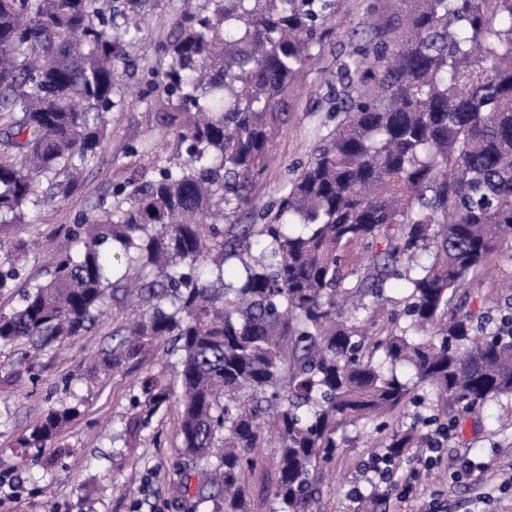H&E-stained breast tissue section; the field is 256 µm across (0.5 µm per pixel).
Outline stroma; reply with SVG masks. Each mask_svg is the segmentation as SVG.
<instances>
[{
	"label": "stroma",
	"instance_id": "1",
	"mask_svg": "<svg viewBox=\"0 0 512 512\" xmlns=\"http://www.w3.org/2000/svg\"><path fill=\"white\" fill-rule=\"evenodd\" d=\"M185 0H155L144 23L141 40L130 55L136 67L118 75L121 86L141 82L142 71L158 59L157 45L171 31ZM364 0H340L341 22L326 41L320 56L294 98V110L275 148V158L252 192L251 208L259 213L277 197L294 163L306 160L319 133L330 127L329 83L351 48V32L365 19ZM109 155L123 157L128 146L158 147L159 132L146 100L133 98L112 113ZM113 179L110 165L90 168L80 190L63 202L46 204L49 221L22 224L16 233L26 239L50 241V249L31 254L30 279L45 280L54 249L66 246L62 227L77 212L91 211ZM512 279V248L494 256L489 275L467 284L469 310L480 314L503 304V281ZM112 346V322L103 320L67 346L51 347L36 359L34 373L12 375L9 364L20 348L0 350V512H130L132 499L143 500L141 512L168 496L170 472L178 454L177 412L168 409L153 422L136 447H126L123 421L146 375H173L165 347L130 362L110 376L84 378V363ZM74 406L77 416L54 445L21 449L19 439L51 408ZM367 440L354 434L342 448L323 485L321 512H424L431 496H438L443 512H512V404L493 402L476 418L465 417L458 432L443 447L442 480L430 481L424 455L399 462L388 480L390 491L380 501L355 498L353 486L365 484V462L373 455ZM473 461L470 478L454 473ZM277 453L261 451L259 467L248 476L252 512H272L270 488L275 479Z\"/></svg>",
	"mask_w": 512,
	"mask_h": 512
}]
</instances>
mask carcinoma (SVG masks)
I'll use <instances>...</instances> for the list:
<instances>
[{
    "instance_id": "carcinoma-1",
    "label": "carcinoma",
    "mask_w": 512,
    "mask_h": 512,
    "mask_svg": "<svg viewBox=\"0 0 512 512\" xmlns=\"http://www.w3.org/2000/svg\"><path fill=\"white\" fill-rule=\"evenodd\" d=\"M336 72L339 102L277 201L238 213L270 166L292 94L336 26L339 0H203L159 43L154 118L187 162L148 159L79 213L44 281L10 224L64 201L105 161L114 83L152 0H0V348L90 331L112 306L116 371L160 341L174 377L146 378L125 437L178 409L168 508L251 512L246 478L274 445L272 512H320L348 429L396 461L438 427L512 401V312L454 303L512 242V0H401ZM393 281L402 294L392 295ZM445 401L454 414L411 408ZM50 410L19 440L53 444ZM411 422H406V419ZM210 478L189 493L196 470Z\"/></svg>"
}]
</instances>
